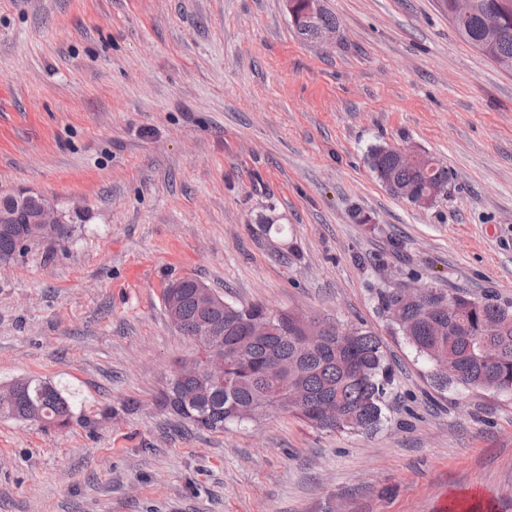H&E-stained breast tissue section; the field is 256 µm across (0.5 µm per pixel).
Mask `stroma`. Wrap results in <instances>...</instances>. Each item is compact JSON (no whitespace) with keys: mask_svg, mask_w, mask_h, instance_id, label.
Returning <instances> with one entry per match:
<instances>
[{"mask_svg":"<svg viewBox=\"0 0 512 512\" xmlns=\"http://www.w3.org/2000/svg\"><path fill=\"white\" fill-rule=\"evenodd\" d=\"M322 5L319 44L284 0H0V194L72 228L0 272V388L35 376L73 412L0 415V512H512V395L434 388L375 301L414 273L512 301V73L440 0ZM376 145L438 158L447 195H391ZM184 277L375 333L396 373L378 430L164 410L194 352L161 302ZM291 2L293 6L288 14L292 25L302 38L327 42L335 36L336 29H323L327 27L336 28V18L330 12L324 8H321L317 13L309 12L308 0H291Z\"/></svg>","mask_w":512,"mask_h":512,"instance_id":"1","label":"stroma"}]
</instances>
